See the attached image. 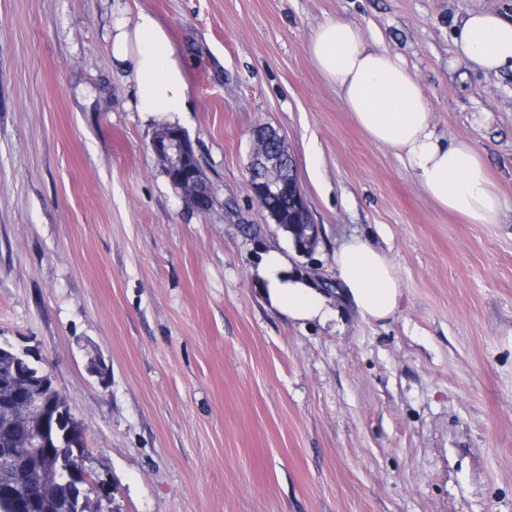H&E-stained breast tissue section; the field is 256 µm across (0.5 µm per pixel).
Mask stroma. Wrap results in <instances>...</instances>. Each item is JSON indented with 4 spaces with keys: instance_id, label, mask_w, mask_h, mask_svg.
<instances>
[{
    "instance_id": "stroma-1",
    "label": "stroma",
    "mask_w": 512,
    "mask_h": 512,
    "mask_svg": "<svg viewBox=\"0 0 512 512\" xmlns=\"http://www.w3.org/2000/svg\"><path fill=\"white\" fill-rule=\"evenodd\" d=\"M144 7L187 63L201 214L112 67ZM468 10L512 0H0V342L52 370L122 512H512V70L457 56ZM330 18L400 54L440 134L470 141L498 224L438 207L308 54ZM283 138L322 238L298 255L247 191L252 131ZM353 235L402 289L388 321L272 310L264 251L334 275Z\"/></svg>"
}]
</instances>
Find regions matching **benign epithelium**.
I'll list each match as a JSON object with an SVG mask.
<instances>
[{
	"instance_id": "benign-epithelium-1",
	"label": "benign epithelium",
	"mask_w": 512,
	"mask_h": 512,
	"mask_svg": "<svg viewBox=\"0 0 512 512\" xmlns=\"http://www.w3.org/2000/svg\"><path fill=\"white\" fill-rule=\"evenodd\" d=\"M151 149L163 169L176 176L174 188L199 211H208L214 203V185L206 176L202 166L195 163V143L185 131L178 133L159 132L151 142ZM247 188L253 198L288 194L294 198L301 214L308 206L298 182L293 158L285 149L284 140L273 130L260 127L255 131V144L249 164ZM302 234L292 238L294 249L299 254L315 250L321 238V226L301 219ZM16 374L24 381L19 391L16 407L37 420L27 440L29 448H50L58 442L70 440V429L63 423L76 420L75 414H51L50 402L38 387L40 381H54L43 363L29 351H17ZM67 478L78 485L71 512H87L89 499H94L100 512H121L115 498V488L106 474L100 472V463L89 451L76 450L74 456L60 462ZM0 471L9 472L18 480L30 474V470L17 463V454L4 448L0 450Z\"/></svg>"
}]
</instances>
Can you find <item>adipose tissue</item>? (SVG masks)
I'll return each mask as SVG.
<instances>
[{
    "mask_svg": "<svg viewBox=\"0 0 512 512\" xmlns=\"http://www.w3.org/2000/svg\"><path fill=\"white\" fill-rule=\"evenodd\" d=\"M458 52L484 73L512 69V20L489 11H468L454 31ZM112 62L133 79L137 112L175 127L188 109L185 63L168 28L151 10L120 12L112 19ZM314 65L336 84L340 100L369 139L393 150L421 189L440 208L472 224H498L504 202L475 147L439 135L430 103L408 73L404 59L368 44L353 22L332 18L316 26L308 43ZM337 296L362 318L391 319L401 290L388 254L356 236L334 254ZM262 292L276 312L300 322L337 317L329 298L290 266L280 252L264 254Z\"/></svg>",
    "mask_w": 512,
    "mask_h": 512,
    "instance_id": "obj_1",
    "label": "adipose tissue"
}]
</instances>
